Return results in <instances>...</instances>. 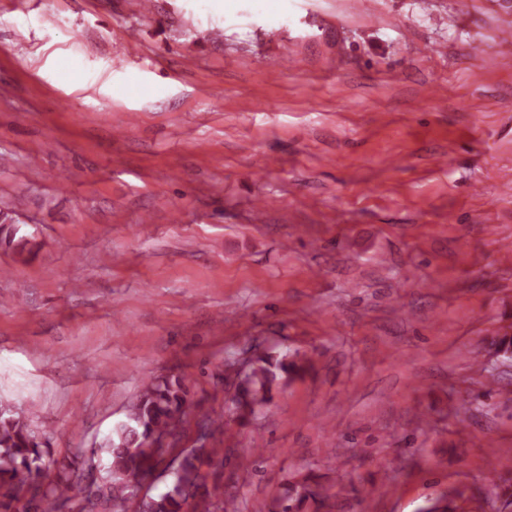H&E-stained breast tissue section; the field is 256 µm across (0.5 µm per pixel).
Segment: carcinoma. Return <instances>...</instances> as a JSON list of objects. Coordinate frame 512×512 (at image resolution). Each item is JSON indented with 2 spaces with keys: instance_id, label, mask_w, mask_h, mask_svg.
Masks as SVG:
<instances>
[{
  "instance_id": "cac0c4a2",
  "label": "carcinoma",
  "mask_w": 512,
  "mask_h": 512,
  "mask_svg": "<svg viewBox=\"0 0 512 512\" xmlns=\"http://www.w3.org/2000/svg\"><path fill=\"white\" fill-rule=\"evenodd\" d=\"M306 361L284 351L257 356L246 384L237 388L232 413L241 423L272 398L281 380L299 376ZM189 387L178 376L146 380L125 406L124 419L98 444L106 463L103 475V512H133V493L127 476L149 471L167 449L158 445L164 436L179 437L190 407ZM83 455L58 460L43 447L28 418L12 403L0 400V512H57L60 502L83 512L85 487L81 480ZM44 480L41 495L23 499L31 480ZM224 480V449L200 444L179 451V473L163 492L151 495L152 512H238L233 498L221 493ZM492 496L512 503V483L491 479ZM332 498L312 477L292 482L272 512H306L323 507Z\"/></svg>"
}]
</instances>
